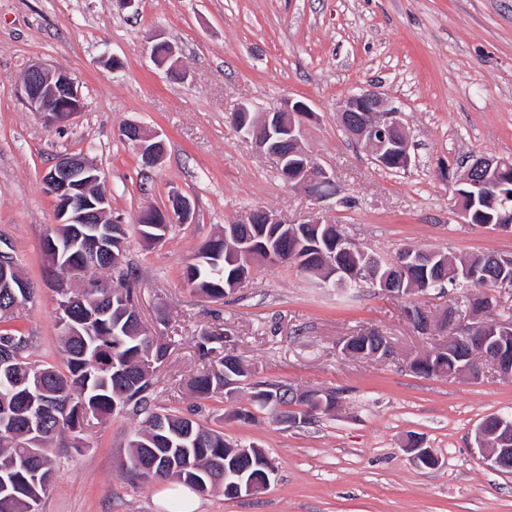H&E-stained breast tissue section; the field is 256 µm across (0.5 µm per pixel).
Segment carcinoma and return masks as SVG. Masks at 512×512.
Wrapping results in <instances>:
<instances>
[{
	"label": "carcinoma",
	"instance_id": "cac0c4a2",
	"mask_svg": "<svg viewBox=\"0 0 512 512\" xmlns=\"http://www.w3.org/2000/svg\"><path fill=\"white\" fill-rule=\"evenodd\" d=\"M470 222L482 226L497 223L499 210L480 203L471 205ZM77 224H63L59 233L70 244L65 256H56L49 245L44 252L50 266L66 276L85 261L83 241L77 240ZM171 224L138 227L141 240L149 245L167 236ZM344 235L336 224H226L220 234L198 252L195 262L185 268L186 285L205 297L219 301L233 288L252 280L254 265L267 262L264 250L275 261L312 274L323 266V257L335 253L338 267L349 271L373 263L371 252L357 245L336 249ZM412 262L400 270L405 283L441 278L439 288L460 294L472 302L471 285L457 274L463 265L485 272L482 288L496 287V280L512 286V266L502 267L492 254L472 255L457 261L437 255L427 263L413 259L423 255L415 249H402ZM98 273L103 287L59 294L57 326L59 348L66 370L60 371L30 359L31 339L9 325L18 308L31 295L18 291V297L0 296V481L9 490L0 492V512H31L42 499L54 474L49 445L74 425L101 421L116 413L130 412L139 418V428L127 444V461L132 471L144 458L158 459L151 478L174 479L189 489L224 490V468L235 460L234 444L224 433L199 424L179 413L159 411L152 405L156 365L168 355L169 344L156 339L139 324L131 273L126 261L105 258ZM118 280L120 287L112 286ZM199 358L209 368L189 380V387L200 398L224 392V376L244 380L249 372L230 349L224 347V332L204 330L196 340ZM253 401L260 408H271L286 420L295 414V404L287 397L288 386L266 382L253 384Z\"/></svg>",
	"mask_w": 512,
	"mask_h": 512
}]
</instances>
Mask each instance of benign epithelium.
<instances>
[{"label": "benign epithelium", "instance_id": "1", "mask_svg": "<svg viewBox=\"0 0 512 512\" xmlns=\"http://www.w3.org/2000/svg\"><path fill=\"white\" fill-rule=\"evenodd\" d=\"M19 94L25 104L41 115L49 126L63 124L83 110L81 88L71 75L59 68L42 64L32 65L26 72ZM340 122L345 131L363 144L377 166L386 168L391 155H396L399 166L408 169L412 162L411 142L403 121V113L389 104L374 90L366 89L345 97L339 105ZM317 119V113L301 100L288 98L268 112L255 113L247 104L237 109L236 129L244 135H255L258 149L278 160V168L284 181L299 185L313 192L317 183H334V175L324 168L303 146L307 126ZM119 136L138 152L142 165L155 167L163 152V143L158 133L152 132L139 122L131 121L119 131ZM507 161L499 158H480L474 161L462 178L477 190L479 197L487 203L500 201L497 192L502 187L498 176ZM43 187L55 201L58 224H106L111 210V192L99 170L88 164L79 155L60 156L53 167L43 176ZM192 217V203L174 190L170 204L164 209L142 211L137 218L139 224H188ZM245 224H281L283 220L272 211L262 210L245 216ZM94 257L89 259L77 274L85 278V287L100 288L102 282L94 273L98 270L97 256L112 253V239L104 234L94 238ZM11 256L7 243L0 239V288L15 294V289L29 288L28 282L14 279L8 274L5 258ZM373 287L381 292L430 294L429 283L416 288H403V281L386 276L373 278ZM407 316L419 330L428 335L433 331L431 318L420 308H410ZM445 317L451 322L450 331L455 333L457 361L461 362L460 373L474 375L479 372L481 361L490 357L487 346L497 334L506 337L512 334V326H501L492 321L483 324L484 335L462 336L460 332L467 324L460 322L453 309ZM495 425L483 422L475 429L474 445L489 466L512 477V420L502 415L494 417ZM412 462L419 468L435 469L440 460L432 449L416 439L411 448ZM261 471L246 477L239 474L228 486L230 495L248 497L270 486L275 469L257 463Z\"/></svg>", "mask_w": 512, "mask_h": 512}]
</instances>
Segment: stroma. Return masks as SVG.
Wrapping results in <instances>:
<instances>
[{
    "instance_id": "obj_1",
    "label": "stroma",
    "mask_w": 512,
    "mask_h": 512,
    "mask_svg": "<svg viewBox=\"0 0 512 512\" xmlns=\"http://www.w3.org/2000/svg\"><path fill=\"white\" fill-rule=\"evenodd\" d=\"M160 38L174 47L163 64L152 54ZM35 63L67 70L81 87L85 107L65 126H45L19 96ZM364 89L404 113L408 170L379 168L341 129L339 101ZM288 98L318 114L304 146L335 177L330 199L288 185L275 159L231 122L241 104L264 112ZM131 121L163 140L155 168L120 140ZM81 153L112 192V221L134 224L175 189L195 206L191 223L175 225L165 242L148 247L129 234L141 320L169 345L153 403L261 448L277 467L257 497L202 494L198 512H512V477L484 465L473 446L484 419L512 414V376L488 365L477 378L409 368L446 335L418 333L406 308L441 320L447 294L339 295L267 263L221 302L184 282L198 248L257 209L339 225L389 258L404 248L512 257V235L463 223L451 194L472 159L512 158V0H137L128 9L117 0H0V238L36 288L13 324L31 336L32 359L59 370L58 295L43 251L56 213L42 177L59 156ZM217 328L254 379L332 391L338 406L292 426L254 407L246 384L194 397L188 380L206 367L195 338ZM369 331L387 337L391 358L344 351L350 336ZM244 408L252 420L236 419ZM137 427V417L119 414L83 432L82 443L59 435L40 512H173L161 504L172 482L120 464ZM413 436L433 449L438 468L410 461Z\"/></svg>"
}]
</instances>
